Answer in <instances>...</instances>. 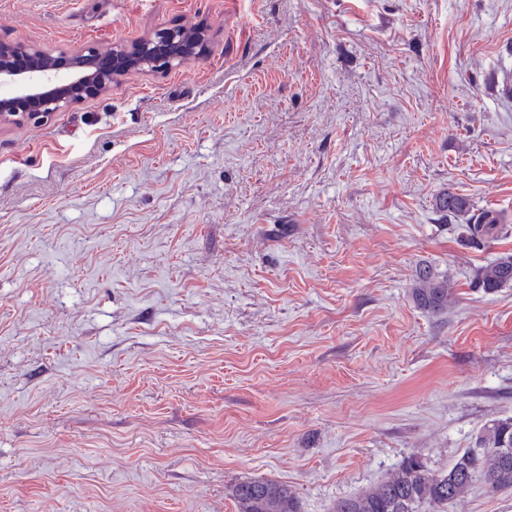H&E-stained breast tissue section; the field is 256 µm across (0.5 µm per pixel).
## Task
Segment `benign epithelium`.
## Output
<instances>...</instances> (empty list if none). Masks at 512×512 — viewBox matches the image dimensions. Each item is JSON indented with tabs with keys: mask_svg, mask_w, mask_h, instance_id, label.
I'll return each mask as SVG.
<instances>
[{
	"mask_svg": "<svg viewBox=\"0 0 512 512\" xmlns=\"http://www.w3.org/2000/svg\"><path fill=\"white\" fill-rule=\"evenodd\" d=\"M20 43L0 41V85L12 84L17 94L0 99V125L36 119L68 108L84 98L112 91V80L131 71L168 70L197 49L185 44L177 29L168 28L145 43L112 51V72L97 70V53L76 54L63 61L43 51L25 52L27 65L17 68L13 56Z\"/></svg>",
	"mask_w": 512,
	"mask_h": 512,
	"instance_id": "7a95c632",
	"label": "benign epithelium"
}]
</instances>
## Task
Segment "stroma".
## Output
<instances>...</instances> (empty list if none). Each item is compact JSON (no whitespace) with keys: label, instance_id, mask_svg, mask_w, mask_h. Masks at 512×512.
Here are the masks:
<instances>
[{"label":"stroma","instance_id":"1","mask_svg":"<svg viewBox=\"0 0 512 512\" xmlns=\"http://www.w3.org/2000/svg\"><path fill=\"white\" fill-rule=\"evenodd\" d=\"M206 49L0 127V512H331L512 418V0H0V37ZM446 274L445 313L416 268ZM447 512H512L474 482ZM436 204L439 210L448 212V217L465 220L466 224H460L459 229L461 238L470 245L481 246L503 233L507 227V224H502L505 216L503 213L485 211L476 218L468 217L470 211L468 200L450 191L440 194ZM478 285L492 292L512 284V256L504 255L493 263L480 268L476 274ZM448 277L440 274L432 265L417 268L410 295L418 308L432 315L448 309ZM231 497L237 512H301L288 485L270 479H246L236 484Z\"/></svg>","mask_w":512,"mask_h":512}]
</instances>
